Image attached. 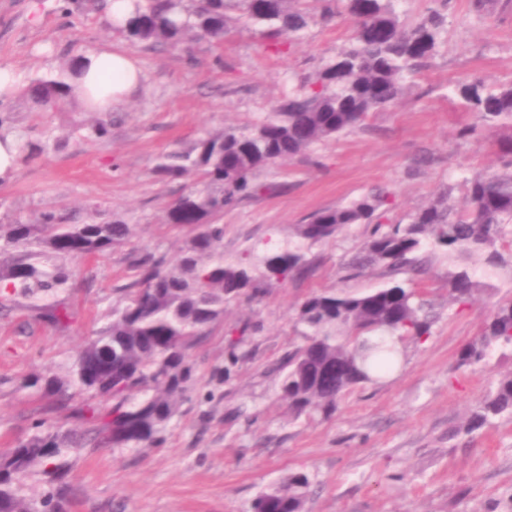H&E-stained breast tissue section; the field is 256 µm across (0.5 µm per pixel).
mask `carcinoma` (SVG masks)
I'll list each match as a JSON object with an SVG mask.
<instances>
[{
  "instance_id": "1",
  "label": "carcinoma",
  "mask_w": 512,
  "mask_h": 512,
  "mask_svg": "<svg viewBox=\"0 0 512 512\" xmlns=\"http://www.w3.org/2000/svg\"><path fill=\"white\" fill-rule=\"evenodd\" d=\"M269 0L263 10L253 0H138L135 15L120 30L148 49L188 51L192 44H220L231 28L260 35L267 47L299 39L312 24H330L343 14L354 20L348 44L298 89L283 95L267 115L240 128L206 132L187 149L162 155L155 174L168 182L194 179L200 187L179 195L164 223L189 228L181 255L169 265L147 249L128 253L131 281L116 288L112 319L78 354L66 376H36L28 382L41 396L56 400L35 431L0 451V512H64L53 486L67 476L68 449L87 433L98 445L158 447L165 441L178 402L196 384L188 353L224 322V308L241 299L264 297L269 288L311 278L318 266L312 249L354 224L369 226L358 251L341 264L344 277L378 271L388 283L362 294L316 290L296 311L304 327L302 342L288 350L279 367L278 391L290 413L327 419L351 389L377 382L400 364L405 344L426 340L438 315L418 284L431 259L448 257V305L463 307L476 293L512 288L504 273V246L512 247V137L503 142L498 169L464 176L463 198L448 195L416 210L404 224H392L393 197L376 188L359 198L313 214L298 224L288 241L272 250L245 249L224 257V209L274 191L255 182L261 169L285 163L313 146L363 126L372 113L396 103L412 79L435 54L448 22L449 0L412 20L399 10L404 0ZM75 61L59 74L31 81L26 95L40 107L75 103L68 76ZM456 93L475 113L476 122L459 131L470 138L494 128L512 129V84L482 79ZM78 236L85 252H63L56 242ZM132 236L120 221L66 224L54 212L35 222L15 221L0 232V288L32 300L39 318L52 327L69 324L70 311L59 298L77 265L98 257ZM404 278H398V275ZM229 344L226 364L211 380L228 381L248 352ZM512 346V298L501 300L475 340L464 345L457 362L486 361L497 346ZM512 416V374L488 393L472 425L490 416ZM51 486L38 498L23 494L29 474ZM310 476L296 472L288 481L261 492L251 512H304Z\"/></svg>"
}]
</instances>
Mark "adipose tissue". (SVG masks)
<instances>
[{
  "label": "adipose tissue",
  "instance_id": "obj_1",
  "mask_svg": "<svg viewBox=\"0 0 512 512\" xmlns=\"http://www.w3.org/2000/svg\"><path fill=\"white\" fill-rule=\"evenodd\" d=\"M107 69L114 72L113 81L103 80L102 73ZM140 78L141 69L135 58L105 44L82 53L70 83L79 101H92L95 111L108 112L137 88Z\"/></svg>",
  "mask_w": 512,
  "mask_h": 512
}]
</instances>
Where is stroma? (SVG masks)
Instances as JSON below:
<instances>
[{
	"label": "stroma",
	"instance_id": "stroma-1",
	"mask_svg": "<svg viewBox=\"0 0 512 512\" xmlns=\"http://www.w3.org/2000/svg\"><path fill=\"white\" fill-rule=\"evenodd\" d=\"M104 2L0 0V66L32 79L54 76L71 57L109 44L133 55L142 71L138 90L107 113L43 112L24 94L0 97V125L47 146L0 185V224L47 210L81 224L118 219L131 224L132 245L172 260L186 233L162 218L184 185L157 178L160 156L206 130L263 118L283 91L347 44L352 22L310 26L279 55L247 32L186 54L131 45L105 24ZM469 2L453 0L439 51L396 104L354 132L258 172L259 182L277 189L225 210L226 257L275 248L316 211L377 186L392 191L397 220L448 187L461 200L460 175L495 170L507 130L459 138L476 116L449 89L475 78L512 83V0H490L481 22ZM100 124L105 134L97 133ZM366 235L359 224L318 246L314 277L227 305L223 325L190 353L199 382L179 402L163 447L71 449L61 490L68 512H251L260 492L297 471L313 481L306 512H512V416L464 428L498 379L512 373V348L479 365H456L494 305L512 294L508 288L449 307L446 261L437 259L425 289L441 318L427 341L408 344L399 370L351 390L327 420L293 417L280 400L275 369L300 342L295 312L303 299L316 289L356 294L384 284L375 272L351 280L340 272ZM126 253L117 247L80 264L66 291L74 319L64 329L39 321L28 298L0 294V443L25 438L41 416L45 400L28 381L48 370L65 375L105 323L117 286L130 279ZM248 319L261 325L243 339L249 358L212 389L230 329Z\"/></svg>",
	"mask_w": 512,
	"mask_h": 512
}]
</instances>
